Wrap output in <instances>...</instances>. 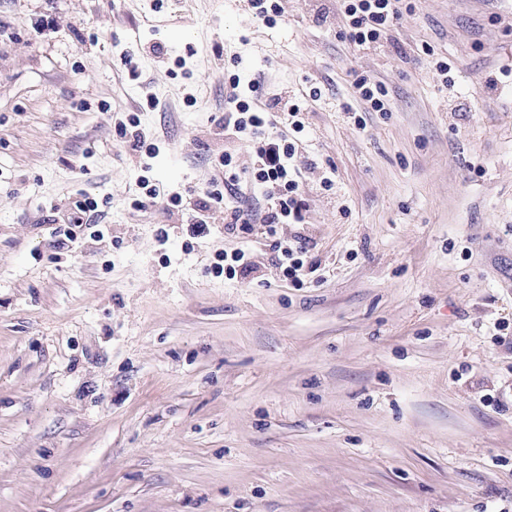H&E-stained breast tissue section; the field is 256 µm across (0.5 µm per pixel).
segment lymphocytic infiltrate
Wrapping results in <instances>:
<instances>
[{"label": "lymphocytic infiltrate", "instance_id": "obj_1", "mask_svg": "<svg viewBox=\"0 0 512 512\" xmlns=\"http://www.w3.org/2000/svg\"><path fill=\"white\" fill-rule=\"evenodd\" d=\"M343 8L347 18L345 37L358 47L387 38L401 15L398 0H343ZM228 82L237 89L241 84L235 73L229 75ZM246 86V91L238 89L228 100L223 115L214 120L212 136L222 146L219 164L224 171L223 179L213 180L194 202H187L179 194L169 195L166 200L168 213L178 214L193 237L207 236L217 223L223 224L228 234L244 229L250 221L241 193V183L245 180L262 192V223L272 228L302 221L304 203L299 170L293 164L297 153L295 135L304 129L298 119L301 108L285 95L270 99L264 108H257L255 100L260 85L251 81ZM287 115L293 118L288 132L280 128ZM243 135L252 143L253 162L246 171L238 169L228 148L230 142Z\"/></svg>", "mask_w": 512, "mask_h": 512}]
</instances>
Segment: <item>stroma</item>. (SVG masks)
<instances>
[{"instance_id": "stroma-1", "label": "stroma", "mask_w": 512, "mask_h": 512, "mask_svg": "<svg viewBox=\"0 0 512 512\" xmlns=\"http://www.w3.org/2000/svg\"><path fill=\"white\" fill-rule=\"evenodd\" d=\"M410 2L360 48L339 0H0V512H512V7ZM228 71L303 104L306 209L194 239L132 201L221 177ZM360 98L370 104L373 112H387L388 91L382 84L370 83L365 77H357L353 83ZM128 125L134 128L129 131L126 123H120L116 126L117 134L120 136L124 148L130 155H142L143 153L149 157L155 154V145L150 141V134L142 128H138V122L135 116L128 119ZM99 205L95 198L90 197L89 195H82L81 200H77L75 202V209L72 213H68L62 219V223L57 225L52 229V234L55 237H59L63 235L65 239L70 242H76L80 235H84V232H88V230L93 227L98 226V224H90L95 223L92 217H101L100 211H98ZM77 229V230H76ZM305 244V243H304ZM303 243L300 246L296 247V250L288 247H282V243L278 246V250L281 253V257L278 255L277 264L282 269L283 276L290 279L295 284H300L301 279L299 278V271L302 270L304 266V261L296 257L298 254H305L306 246ZM218 257L221 258V261H224V265L216 263L213 266V271L217 276L224 273L225 277L229 276L230 279H233L239 274L240 276L244 275L248 268L251 267L249 253L241 248L235 249L230 255L224 251V256L220 254Z\"/></svg>"}]
</instances>
